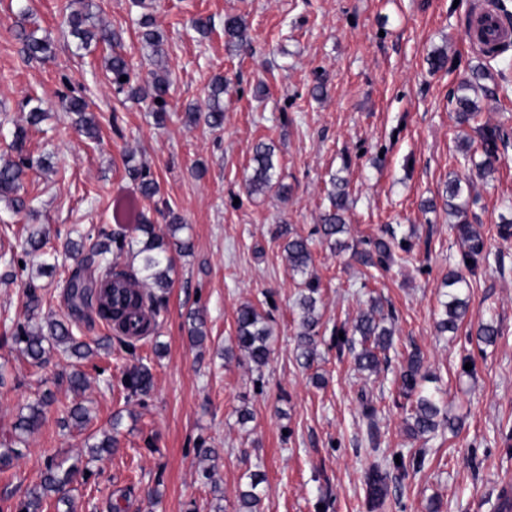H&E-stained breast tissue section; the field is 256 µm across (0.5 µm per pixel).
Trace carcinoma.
Returning a JSON list of instances; mask_svg holds the SVG:
<instances>
[{
    "instance_id": "obj_1",
    "label": "carcinoma",
    "mask_w": 512,
    "mask_h": 512,
    "mask_svg": "<svg viewBox=\"0 0 512 512\" xmlns=\"http://www.w3.org/2000/svg\"><path fill=\"white\" fill-rule=\"evenodd\" d=\"M91 19L89 5L80 10H73L64 18L69 33L79 40L78 48L86 49L91 43L104 45L110 53L104 56V64L113 89L118 94L126 95V99L152 108L156 123L162 125L167 118L168 99L171 96V82L166 70L150 73V78L143 83L136 82L131 62L117 51L121 35L106 25L91 27L87 22ZM143 28L142 42L150 47L155 54H160V35L152 29L150 17L143 15L139 19ZM224 36L233 47L240 49L250 45L251 37L242 18L228 15L224 18ZM21 43V53L28 60H41L50 56V43L39 38L35 32L20 28L16 34ZM127 80L120 81L121 77ZM224 77H216L209 85L205 107L190 106L186 112V120L193 123L199 119L200 112H206V124L213 130L224 125ZM472 85L461 86L463 93L456 96V118L460 125L469 126L476 134L481 147V160L475 161L471 152L472 139H463L461 150L463 159L473 164L483 174L495 170L500 160V151L507 150L512 144V133L502 126H489L480 122V110L476 102L466 91ZM88 103L83 96L64 95L59 100V110L72 116L73 131L88 139L97 137L98 128L95 122L86 118ZM26 130L19 128L13 133L9 149L17 153V158L4 160L0 158V200L6 198L14 213L19 214L28 209L30 200L24 190L27 170L34 165L43 164L40 159L23 155ZM272 146L259 142L253 149L249 169L251 173L246 180L249 194L264 193L276 185L275 165ZM129 171L138 179V190L143 199L151 201L159 193L155 180L143 175L138 169L131 167ZM332 189L328 192L330 207L320 216L317 233L323 242L334 250H352L357 261L366 268H387L396 261V250L411 256V247L404 241L397 240L395 233L387 237L364 238L351 244L340 238L347 232V224L343 212L347 209V181L339 176L330 178ZM464 189L457 177L448 179L445 186V205L448 212L456 219L463 238V246L457 269L448 272L443 286L448 288L444 300L440 301L441 311L436 326L441 333H455L464 323L468 312L467 298L462 290L470 287V278L486 267L489 253L485 248V240L480 230L469 220V200L463 198ZM96 242L92 253L99 257L97 273L85 274V269L77 268L70 276L66 288L70 308L75 313L86 309L94 312L98 321L107 324L113 332L126 339L124 347L130 355H135V342L142 336L156 331V317L167 299L172 286L173 263L168 256V247L164 238L158 236L155 227L145 214L139 215L137 224H118L112 228L101 225L94 228ZM288 236L284 251L288 268L294 275L306 276L299 289L297 306L300 310V330L296 337V360L303 368H310L318 357L321 315L318 312L317 295L320 292L319 282L308 276L312 264V250L308 239L292 236L288 231L280 232ZM138 250H133V247ZM46 239L43 235L31 234L20 245L21 252L31 257L40 258L39 268L52 270L56 267L57 251H47ZM135 251L139 258L137 268L124 269L118 266L117 258ZM190 341L199 345L205 337L203 327L206 324L204 314L198 310L188 314ZM386 317L381 315L380 301L371 299L370 307L361 313L352 325V329L336 327L330 336V345L338 352L348 349L354 354V363L360 372L370 375L381 371V366L388 363L387 352L392 347V331L385 325ZM236 336L238 348L244 352L247 360L254 366H265L271 355L270 336L272 330L268 318L252 304L242 305L236 313ZM344 338H339V333ZM499 335L498 325L490 320L478 324L476 336L481 342L492 345ZM53 341L64 347V351L75 357L82 358L90 352V346L78 340L72 327L56 317L48 320L46 328H33L30 324H20L15 329L12 341L19 351L30 359L34 365L42 367L48 363L47 350L44 342ZM423 357L417 350L408 353L405 365L399 375V393L406 398H414L407 422V433L413 439L422 438L436 433L439 428L454 429V423L448 418L446 411L437 398L436 393L425 386L430 381L422 372ZM68 388L74 393H83L88 388V379L80 370L66 375ZM127 392L126 399L139 398L147 395L152 388L150 367L142 362L135 363L125 373L122 381ZM54 402L51 395H44L26 405L27 413L19 414L15 422V430L19 436L38 430L47 420V408ZM58 424L66 428L69 422H83L87 409L79 403L58 409ZM120 421L112 417V427L103 430L100 435L92 436L87 444L88 459L91 463L104 452L110 453L117 449ZM378 453L366 475L367 512H376L383 507L387 496V480L392 469H402L404 464L395 462L396 453ZM88 466L68 463V459L48 455L43 461L40 481L27 489L23 499L15 505V512H44V501L52 497L54 512H75L74 501L66 494V487L84 477ZM266 476L261 471L246 474L244 488L239 490L241 508L239 512H260L266 493Z\"/></svg>"
}]
</instances>
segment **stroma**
<instances>
[{"label":"stroma","mask_w":512,"mask_h":512,"mask_svg":"<svg viewBox=\"0 0 512 512\" xmlns=\"http://www.w3.org/2000/svg\"><path fill=\"white\" fill-rule=\"evenodd\" d=\"M78 0H32L50 60L25 61L16 38V0H0V154L16 128L27 130L26 152L50 156L48 170H29L31 212L14 214L0 201V276L24 229H42L58 245L74 232L113 221L115 205L139 201L128 166L145 168L160 186L155 230L166 235L170 208L185 224L191 254L170 246L175 272L159 332L143 338L138 355L153 374L149 396L126 399L121 380L133 363L117 336L100 323L77 322L74 335L94 346L88 359L52 353L43 370L11 340L29 316L23 290L39 287L43 313L67 315L65 281L75 265L62 255L52 275L29 263L21 277L0 279V444L15 441L13 425L38 394L72 404L63 373H86L84 429H61L56 412L23 443V455L0 473V499L21 496L39 482L43 459L83 455L87 435L109 428L121 414L119 448L96 461L95 476L74 484L77 512H107L110 494L131 489L127 512H237L245 471L267 476L261 512H366L364 472L369 437L389 452L425 449L423 469L392 473L384 512H494L497 494L512 484V237L498 226L512 219V149L495 171L479 178L459 145L470 128L456 122L454 96L473 86L481 121L512 132V46L496 58L471 48L464 36L472 0H92L94 21L123 35L140 78L154 65L138 21L150 15L162 36L172 82L169 119L157 127L150 109L115 94L103 69V48L79 49L61 26ZM240 16L251 44L233 51L224 18ZM214 29L199 35L194 20ZM447 66L431 71L432 53ZM228 82L224 126L187 125L188 105L203 104L216 75ZM324 94H313L316 84ZM82 92L99 122L100 138H78L57 109L60 94ZM48 114L27 124L30 105ZM273 144L283 192L247 194L244 180L258 142ZM349 182L344 214L349 239L378 237L394 228L409 238L415 262L395 263L365 279L352 252L315 242L328 204L331 175ZM474 184L470 211L500 268L471 282L469 313L457 334H439L442 281L462 249L459 231L441 206L450 177ZM437 201L436 210L421 206ZM313 238L312 277L320 283V359L312 370L296 361L299 277L285 259L280 227ZM381 298L394 321V348L380 374L366 377L352 354L337 355L328 338L352 325L371 298ZM252 303L273 328L268 364L255 368L236 348L239 306ZM203 310L208 337L191 347L189 311ZM495 319L494 344L473 331ZM447 403L457 431L439 429L426 441L409 437L411 402L396 380L411 349ZM376 409L367 421L359 400ZM253 419L240 425L238 412ZM216 448V485L203 483L200 445Z\"/></svg>","instance_id":"obj_1"}]
</instances>
